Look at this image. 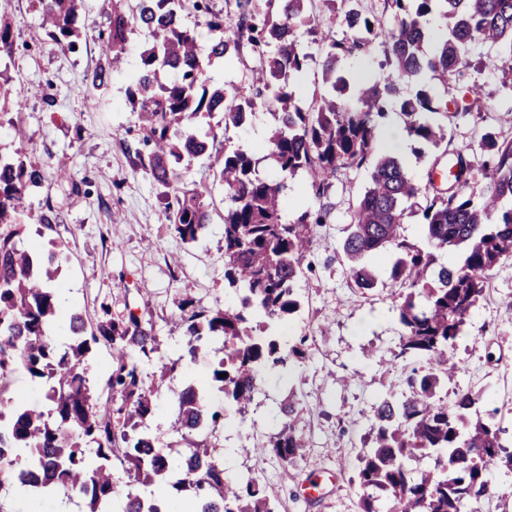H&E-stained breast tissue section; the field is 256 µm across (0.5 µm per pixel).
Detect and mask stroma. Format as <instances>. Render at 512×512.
<instances>
[{"instance_id":"stroma-1","label":"stroma","mask_w":512,"mask_h":512,"mask_svg":"<svg viewBox=\"0 0 512 512\" xmlns=\"http://www.w3.org/2000/svg\"><path fill=\"white\" fill-rule=\"evenodd\" d=\"M307 9L318 32L300 35L312 56L298 81L296 99L302 105L323 85L320 32L338 39L344 33L340 17L331 15L321 0H309ZM111 11L112 0H82L75 19L79 46L71 51L57 46L43 27L40 0H12L9 17L16 51L11 62L0 63V86L7 91L0 100V157L23 154L26 163L43 172L42 182L25 196L16 241L22 247L61 253L50 281L63 313L56 334L68 335L65 316L74 310L90 326L105 306L116 318L132 310L153 321L158 350L145 363V374L173 361L178 367L166 374L147 426L160 447L178 450L182 444L173 429L175 396L188 380L207 379L223 351L221 342L210 341L194 359L182 358L185 339L177 303L186 298L204 310L234 307L241 293L224 279L225 191L208 160L179 166L188 187L202 192L210 214L206 232L194 242L183 241L173 230L170 190L136 166L135 151L145 130L129 88L151 40L136 30L122 54L105 53L99 32L107 28ZM181 20L198 36L211 87L229 92L251 82L257 62L251 46L241 47L228 61L210 59L205 17L188 7ZM468 57L471 68L436 89L450 105L444 124L455 149L478 147L488 132L512 135V75L502 69L497 46L470 45ZM384 61L379 45L340 61V72L350 79L347 109H358L360 84L395 82ZM101 66L109 70V81L98 88L88 85L87 75ZM395 84L385 126L399 130L400 136L380 140L378 150L399 157L422 185L440 151L430 148L417 154L400 110L417 87ZM475 84L483 89V113L457 111L456 103ZM274 123L272 109L260 107L240 128L225 129L218 112L198 115L192 126L205 140L250 151L264 142ZM371 171L368 164L340 169L327 194L319 196L307 173L284 178L273 161L258 165L261 177L284 179L286 221H296L306 211L329 212L327 223L313 227L308 268L296 285L299 310L282 322L279 332L287 344L306 337L304 359L289 373L265 374L246 414L228 412L223 426L206 441L223 459L229 476L249 471L260 476L275 512H359L352 479L356 452L369 437L375 404L389 383L413 366L394 356L401 334L399 300L386 281L396 253H388L377 265L379 283L370 291L353 286L343 257L347 227ZM48 211L54 212L55 222L47 226L41 218ZM507 300L512 301L511 260L491 272L487 295L472 309L453 353L460 366L457 385L483 393L484 409L495 412L503 439L512 447V312L503 308ZM291 395L302 403L306 445L284 462L269 440L279 430L273 416Z\"/></svg>"}]
</instances>
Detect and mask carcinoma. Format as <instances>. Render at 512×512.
<instances>
[{
    "label": "carcinoma",
    "instance_id": "carcinoma-1",
    "mask_svg": "<svg viewBox=\"0 0 512 512\" xmlns=\"http://www.w3.org/2000/svg\"><path fill=\"white\" fill-rule=\"evenodd\" d=\"M77 2L42 0L50 36L70 50L79 37ZM188 2L209 17V57L228 59L244 44L258 53L251 85L229 97L222 89H209L196 32L178 15L183 0H139L133 9L116 3L103 42L105 51L118 55L136 28L152 39L130 91L147 126L143 142L152 150L136 155L143 171L172 189V224L184 241L205 232L209 214L200 193L185 185L172 161L205 156L219 168L225 190L224 280L243 291L241 304L205 311L185 299L178 309L187 354L195 356L199 343L211 336L222 340L224 357L213 364L208 381L188 384L175 399L174 428L186 445L175 458L159 448L146 428L158 392L142 369L157 349L154 324L133 312L115 319L105 308L89 330L81 313L73 312L68 317L71 343L59 350L52 335L57 295L46 286L57 255L18 246L17 231L0 234V380L21 368L46 388L50 401L44 410L0 391V487L9 481L35 494L47 487L65 489L88 499L87 512H164L153 496L129 491L117 497L110 466L114 459L132 483L144 488L178 472L171 489L188 494L194 512H274L257 477L247 473L229 479L224 462L210 454L199 435L217 431L228 405L244 413L265 372L286 369L305 356V339L286 348L270 328L298 310L295 285L312 242V225L326 223L329 212L306 211L293 223L283 222L284 185L258 175L260 158L242 149L212 152L190 127L201 112H221L224 128H240L264 105L275 110L276 123L262 149L281 173L306 172L316 193L328 191L339 169L372 163L370 185L356 205L343 245L350 279L357 288L377 287L372 259L399 253L390 273L401 300L397 357L427 362L406 376L407 393L391 385L374 407L370 442L357 454L360 512H479V504L497 494L488 470L499 466L511 472L512 451L503 445L494 418L481 413V392L457 387L449 401L439 393L457 374L449 351L472 308L486 295L489 273L512 259V207L503 206L512 202V138L484 135L480 165L468 150L458 149L448 187L421 186L398 157L376 152L390 87H362L360 108L349 111L342 97L350 82L336 65L342 53L383 45L397 78L419 85L401 105L408 135L437 148L447 139L439 121L447 104L421 82L423 75L448 84V74L469 67L466 47L473 41L498 45L501 62L512 72V0H391L388 26L373 15L344 11L342 24L349 36L328 43L322 61L325 89L314 93L306 108L295 103V80L312 60L296 34L301 26L316 32L307 0H279L277 5L267 0L264 11L252 0H236L232 39L224 36V16L211 0ZM9 4L0 0V60L11 58L15 45L13 27L4 19ZM435 12L450 24L446 39L429 54L425 23ZM162 70L174 71L175 80L160 83ZM476 166L489 179L480 193L471 187ZM42 178L40 169L22 159L0 157L1 225L21 224L25 192ZM419 196L426 201L419 207L425 249L403 235ZM452 249L462 252V264H437L435 251ZM102 339L112 342V406L106 408L100 407L85 368L92 345ZM298 405L293 397L281 404L284 429L270 440L283 461L303 447ZM88 446L94 447V464L86 457ZM423 455L435 457L434 469L415 473L407 467Z\"/></svg>",
    "mask_w": 512,
    "mask_h": 512
}]
</instances>
